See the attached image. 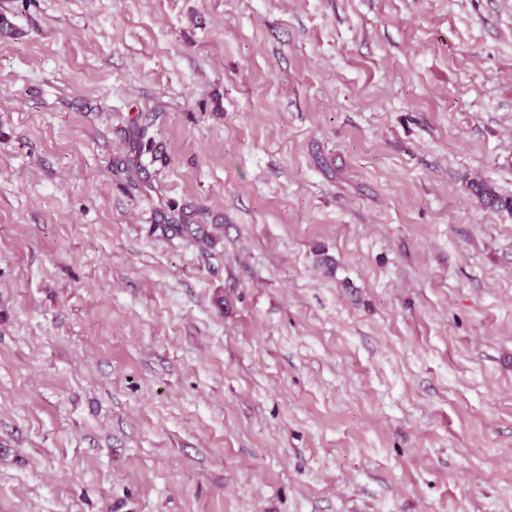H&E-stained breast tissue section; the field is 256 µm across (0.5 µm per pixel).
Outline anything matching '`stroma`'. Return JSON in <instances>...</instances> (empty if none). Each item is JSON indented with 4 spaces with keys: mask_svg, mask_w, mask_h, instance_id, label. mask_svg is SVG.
Returning <instances> with one entry per match:
<instances>
[{
    "mask_svg": "<svg viewBox=\"0 0 512 512\" xmlns=\"http://www.w3.org/2000/svg\"><path fill=\"white\" fill-rule=\"evenodd\" d=\"M2 18L0 512H512V0ZM148 155H152V161L160 158L154 137L150 134L149 126L140 123L138 118H132L126 128L125 151L113 158L112 171L122 175L132 187L139 188L145 182L142 176L146 173L143 159ZM471 190L479 200L490 208H505L512 210V199L500 197L494 189L485 183H471ZM187 207L178 206L170 207L167 213L163 212L164 224L162 226L163 232H173L189 237L193 242L200 244L202 250L206 251L215 243V239L208 235L203 234L200 227L197 225L196 210H187ZM196 226V228H193Z\"/></svg>",
    "mask_w": 512,
    "mask_h": 512,
    "instance_id": "stroma-1",
    "label": "stroma"
}]
</instances>
